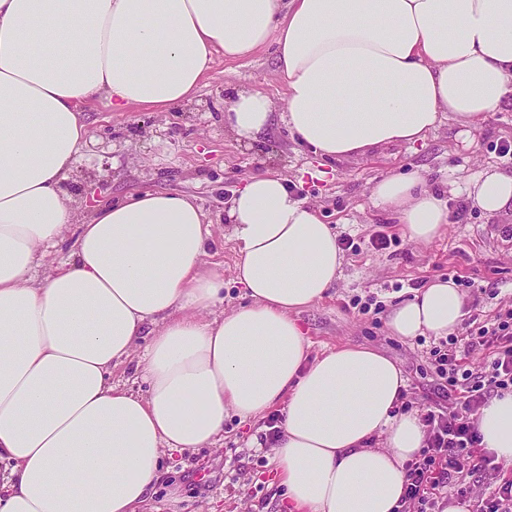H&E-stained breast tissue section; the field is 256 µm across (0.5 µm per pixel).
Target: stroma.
<instances>
[{"label": "stroma", "mask_w": 512, "mask_h": 512, "mask_svg": "<svg viewBox=\"0 0 512 512\" xmlns=\"http://www.w3.org/2000/svg\"><path fill=\"white\" fill-rule=\"evenodd\" d=\"M240 90L266 94L276 107L271 126L240 138L224 113ZM285 81L272 48L246 60L218 59L196 98L168 112L108 111L83 104L88 135L69 177L61 184L82 221L86 199L119 201L145 190L196 198L211 224L205 261L224 278V310L246 303L235 280L239 245L232 239L225 206L235 188L255 174L286 178L297 198L314 205L337 236H350L359 253L344 252L341 276L324 298L302 310L312 354L340 345H363L395 361L407 380L411 410L429 405L435 375L430 342L392 335V309L436 279H454L466 297V315L455 333L466 336L512 309V210L490 215L473 204L468 186L484 172L512 173V103L476 128L443 120L425 141L371 151L363 157L323 161L292 136L284 118ZM417 172L435 189L449 188L448 219L432 241L409 238L404 225L376 203L372 186L381 177ZM391 245L374 250L375 232ZM381 304L379 314L358 315L353 299ZM268 431L266 419L228 417L224 442L194 452L169 451L150 493L149 512H286L268 449L252 440Z\"/></svg>", "instance_id": "1"}]
</instances>
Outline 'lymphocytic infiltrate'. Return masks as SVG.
<instances>
[{
    "label": "lymphocytic infiltrate",
    "mask_w": 512,
    "mask_h": 512,
    "mask_svg": "<svg viewBox=\"0 0 512 512\" xmlns=\"http://www.w3.org/2000/svg\"><path fill=\"white\" fill-rule=\"evenodd\" d=\"M489 359L488 371L467 369L471 354ZM437 397L421 415L426 430L424 448L406 465L407 484L402 512H441L442 495L465 496L467 477L477 473L488 478L485 498L470 512H512V480L497 482L500 470L493 458L478 452L476 415L495 394L512 390V312L480 327L477 335L450 337L432 347Z\"/></svg>",
    "instance_id": "obj_1"
}]
</instances>
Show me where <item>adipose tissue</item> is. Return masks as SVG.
I'll list each match as a JSON object with an SVG mask.
<instances>
[{
	"label": "adipose tissue",
	"mask_w": 512,
	"mask_h": 512,
	"mask_svg": "<svg viewBox=\"0 0 512 512\" xmlns=\"http://www.w3.org/2000/svg\"><path fill=\"white\" fill-rule=\"evenodd\" d=\"M274 47L291 132L321 158L424 140L443 119L477 127L512 94V0H0V512H138L165 451L210 448L224 421L281 408L271 448L290 512H398L425 445L399 412L406 379L363 346L314 356L302 309L341 274L335 232L274 174L227 210L247 304L212 317L224 280L205 263L188 195L96 201L81 224L60 189L87 136L81 104L167 112L218 57ZM274 104L236 93L229 130L252 137ZM468 194L494 215L512 174ZM375 201L428 242L442 197L417 174L376 180ZM67 261L51 251L67 232ZM465 316L449 280L390 314L392 335L443 337ZM135 362L133 392L112 369ZM480 447L512 464V392L490 399Z\"/></svg>",
	"instance_id": "obj_1"
}]
</instances>
